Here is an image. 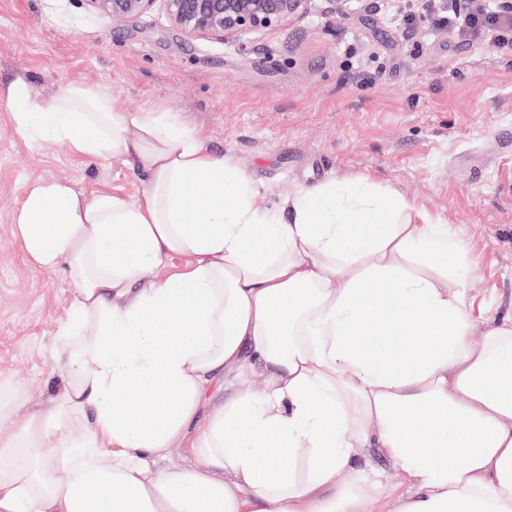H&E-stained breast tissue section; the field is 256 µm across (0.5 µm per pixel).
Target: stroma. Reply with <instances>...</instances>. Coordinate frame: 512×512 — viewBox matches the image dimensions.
<instances>
[{
    "mask_svg": "<svg viewBox=\"0 0 512 512\" xmlns=\"http://www.w3.org/2000/svg\"><path fill=\"white\" fill-rule=\"evenodd\" d=\"M399 14L396 0H352L343 17L313 0L301 19L222 40L183 35L159 4L117 20L86 0H0V83L25 77L45 100L103 84L126 111L177 112L246 172L262 209L333 179L397 190L465 242L482 329L512 317V51ZM40 179L131 196L143 176L130 160L31 144L0 105V433L62 383L69 265L34 266L14 222Z\"/></svg>",
    "mask_w": 512,
    "mask_h": 512,
    "instance_id": "obj_1",
    "label": "stroma"
}]
</instances>
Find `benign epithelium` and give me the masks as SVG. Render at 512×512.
Listing matches in <instances>:
<instances>
[{
  "mask_svg": "<svg viewBox=\"0 0 512 512\" xmlns=\"http://www.w3.org/2000/svg\"><path fill=\"white\" fill-rule=\"evenodd\" d=\"M161 1L171 23L190 37L232 36L280 27L308 13L312 0H86L114 19L141 16Z\"/></svg>",
  "mask_w": 512,
  "mask_h": 512,
  "instance_id": "7a95c632",
  "label": "benign epithelium"
}]
</instances>
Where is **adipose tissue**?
I'll use <instances>...</instances> for the list:
<instances>
[{
    "instance_id": "1",
    "label": "adipose tissue",
    "mask_w": 512,
    "mask_h": 512,
    "mask_svg": "<svg viewBox=\"0 0 512 512\" xmlns=\"http://www.w3.org/2000/svg\"><path fill=\"white\" fill-rule=\"evenodd\" d=\"M0 103L29 142L144 175L132 196L39 180L15 214L75 291L62 388L0 436V512H512V318L476 331L449 225L362 178L257 209L173 112L101 85L46 102L19 78ZM218 379L232 395L190 429ZM176 448L192 466L168 465ZM362 448L409 489L384 493ZM357 466L376 473L395 492H405L409 488L407 477L389 461L379 448H364L358 455Z\"/></svg>"
}]
</instances>
